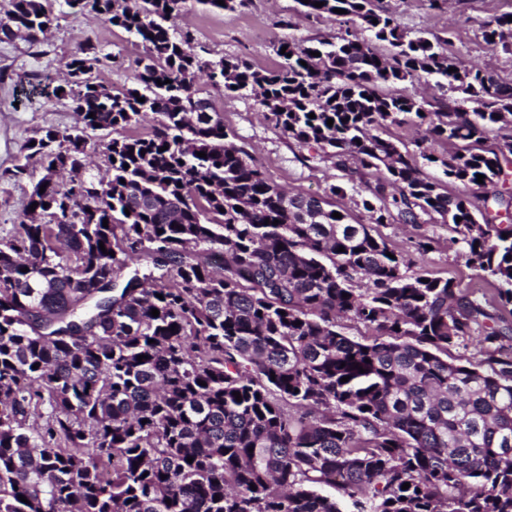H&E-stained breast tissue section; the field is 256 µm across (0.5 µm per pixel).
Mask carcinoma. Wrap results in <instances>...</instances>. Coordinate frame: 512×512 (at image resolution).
I'll list each match as a JSON object with an SVG mask.
<instances>
[{
  "instance_id": "obj_1",
  "label": "carcinoma",
  "mask_w": 512,
  "mask_h": 512,
  "mask_svg": "<svg viewBox=\"0 0 512 512\" xmlns=\"http://www.w3.org/2000/svg\"><path fill=\"white\" fill-rule=\"evenodd\" d=\"M315 2L295 0L308 18L347 11L336 40L286 42L276 68L255 70L171 33L186 0H64L133 35L148 63L114 92L92 77L108 55L85 41L55 87L77 125L26 146L43 169L27 202L41 221L0 238V512H343L323 488L352 512H512V224L499 222L512 193L486 192L512 168V136L488 143L512 116V83L450 71L448 40L408 37L375 0ZM508 17L480 23L489 48L512 52ZM360 22L389 52L357 37ZM51 23L43 0H10L0 33L36 43ZM201 72L254 93L275 128L330 149L336 167L354 156L386 170L361 199L369 223L330 201L342 187L288 195L225 142L220 113L194 112ZM423 76L464 98L429 110L378 91ZM412 114L457 150L382 137ZM103 131L117 136L98 180L87 145ZM66 171L63 190L53 176ZM417 208L450 219L500 314L451 278L409 272L373 235L417 223ZM473 340L479 360L448 358Z\"/></svg>"
}]
</instances>
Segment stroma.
I'll list each match as a JSON object with an SVG mask.
<instances>
[{
    "label": "stroma",
    "instance_id": "obj_1",
    "mask_svg": "<svg viewBox=\"0 0 512 512\" xmlns=\"http://www.w3.org/2000/svg\"><path fill=\"white\" fill-rule=\"evenodd\" d=\"M380 2L407 34L427 32L447 39V50L460 67L480 66L512 82V54L487 47L479 27L493 15L512 12V0H448L440 10L429 9L426 0ZM49 5L55 21L42 43L31 44L20 35L0 40V237L25 221L32 179L42 174L38 157H25L26 142L46 129L65 131L77 122L70 100L37 95L34 86L48 73L55 84L65 83L67 60L87 40L112 54L113 63L94 77L113 90L132 87L135 73L145 62L143 46L123 29L92 12L69 14L63 0H50ZM294 7V0H251L242 10L210 12L189 4L174 25L194 34L208 60L237 57L266 70L279 64L280 42L310 45L335 39L345 28L342 18L308 19L296 14ZM198 88L201 97L223 116L229 141L246 150L276 184L290 193L312 196L323 194L330 185L342 186L346 190L342 206L355 218H364L360 201L382 180V173L362 170L351 159L345 168H337L334 158L319 145H299L273 126L251 93L217 88L204 78L199 79ZM21 158L26 159L30 174L16 179L10 171ZM379 232L416 267L454 278L470 292L484 288L483 279L465 262L457 233L438 214L422 212L417 223L388 224ZM421 233L434 240L433 249L424 254L415 249Z\"/></svg>",
    "mask_w": 512,
    "mask_h": 512
}]
</instances>
